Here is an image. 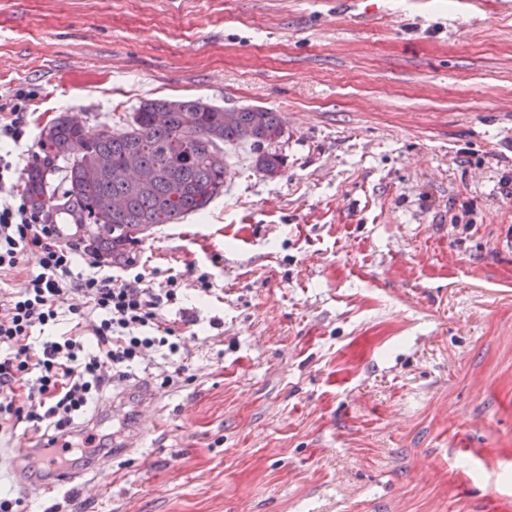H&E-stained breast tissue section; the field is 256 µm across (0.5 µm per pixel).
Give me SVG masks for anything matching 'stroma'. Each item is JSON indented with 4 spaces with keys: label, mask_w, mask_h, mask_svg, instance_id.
<instances>
[{
    "label": "stroma",
    "mask_w": 512,
    "mask_h": 512,
    "mask_svg": "<svg viewBox=\"0 0 512 512\" xmlns=\"http://www.w3.org/2000/svg\"><path fill=\"white\" fill-rule=\"evenodd\" d=\"M122 132L142 102L263 107L283 172L227 147L200 216L133 248L214 276L180 384L164 351L111 384L95 432L156 426L104 499L24 512H512V10L457 0H0V96Z\"/></svg>",
    "instance_id": "stroma-1"
}]
</instances>
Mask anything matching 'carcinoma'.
I'll return each mask as SVG.
<instances>
[{
    "label": "carcinoma",
    "mask_w": 512,
    "mask_h": 512,
    "mask_svg": "<svg viewBox=\"0 0 512 512\" xmlns=\"http://www.w3.org/2000/svg\"><path fill=\"white\" fill-rule=\"evenodd\" d=\"M160 110L169 111L165 125L153 121ZM49 126L25 172L23 194L36 212L61 215L69 224L112 225V235L96 237L90 244L115 265L127 262L130 246L145 238L147 231L179 223L224 192L225 146L249 145L256 152L259 170L279 171L285 162L277 149L283 136L281 117L262 107L242 109L235 124L226 126L224 108L202 99H154L137 108L120 135L104 124L87 127L64 115ZM132 151L155 175L149 188L108 177L86 178L90 162L102 158L120 165ZM59 160L65 166H59ZM49 170L64 171L54 187L48 181ZM114 198L124 201L123 211H112Z\"/></svg>",
    "instance_id": "1"
}]
</instances>
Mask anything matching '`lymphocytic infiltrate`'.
Returning a JSON list of instances; mask_svg holds the SVG:
<instances>
[{"label": "lymphocytic infiltrate", "mask_w": 512, "mask_h": 512, "mask_svg": "<svg viewBox=\"0 0 512 512\" xmlns=\"http://www.w3.org/2000/svg\"><path fill=\"white\" fill-rule=\"evenodd\" d=\"M36 97L34 88L21 86L0 103V138H23ZM16 172L10 155L0 154V274L17 270L27 253L36 255L39 271L24 288L0 292V430L25 423L45 440L40 458H57L62 448L83 457L91 454L92 440L77 430V418L112 382L128 379L149 352L179 354L194 320L171 318V308L189 282L211 295L212 275L193 263L174 273L133 260L122 274L106 272L97 254L64 241L59 225L45 222L11 191ZM79 259L86 269L77 273ZM71 295L79 302L69 307ZM63 306L69 329L36 338L35 330L57 324Z\"/></svg>", "instance_id": "obj_1"}]
</instances>
